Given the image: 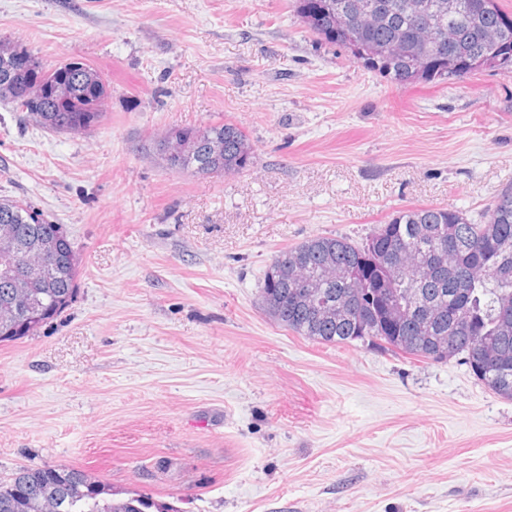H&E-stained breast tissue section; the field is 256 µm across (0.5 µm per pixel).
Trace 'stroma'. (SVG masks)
I'll use <instances>...</instances> for the list:
<instances>
[{"label": "stroma", "mask_w": 512, "mask_h": 512, "mask_svg": "<svg viewBox=\"0 0 512 512\" xmlns=\"http://www.w3.org/2000/svg\"><path fill=\"white\" fill-rule=\"evenodd\" d=\"M0 38L110 92L80 135L0 100V198L82 258L67 312L0 344V479L73 466L176 512H512V400L458 357L309 341L260 292L314 236L430 206L479 222L512 186V74L397 86L293 0H0ZM221 121L243 172L160 160L167 130Z\"/></svg>", "instance_id": "35a3bbf8"}]
</instances>
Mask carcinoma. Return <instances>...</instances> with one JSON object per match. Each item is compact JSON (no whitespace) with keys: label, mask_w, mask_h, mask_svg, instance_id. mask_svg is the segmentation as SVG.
<instances>
[{"label":"carcinoma","mask_w":512,"mask_h":512,"mask_svg":"<svg viewBox=\"0 0 512 512\" xmlns=\"http://www.w3.org/2000/svg\"><path fill=\"white\" fill-rule=\"evenodd\" d=\"M441 0H295L297 15L350 59L404 86L463 80L475 71L512 73V14L498 0L456 16ZM27 50L0 40V99L21 111L23 92L40 90L58 72L39 58L27 70L8 60ZM70 85L74 111L47 104L26 117L58 133L81 134L101 122L108 85L79 62ZM189 141L170 169L193 176L238 174L253 160L247 134L231 122L174 128ZM0 343L37 333L67 311L76 295L79 258L66 229L24 200L0 199ZM280 274L264 272L261 298L278 324L321 344L367 343L383 351L447 362L462 355L474 377L512 400V186L501 190L480 223L449 208L399 210L362 240L312 237L277 254ZM39 318L23 322L26 305ZM175 512L139 493L112 496L83 470L23 468L0 480V512Z\"/></svg>","instance_id":"obj_1"}]
</instances>
